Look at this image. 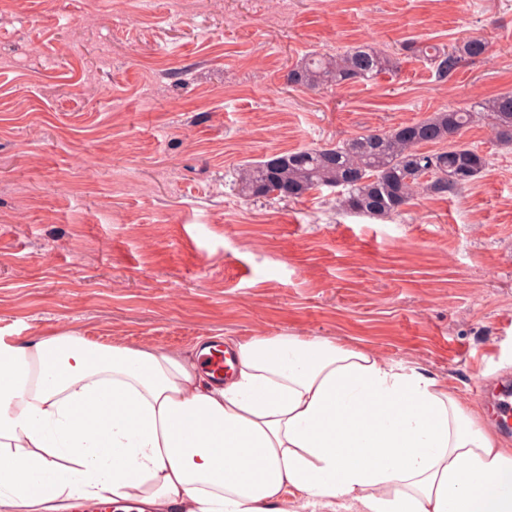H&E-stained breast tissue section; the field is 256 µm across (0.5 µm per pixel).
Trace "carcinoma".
Returning <instances> with one entry per match:
<instances>
[{"mask_svg": "<svg viewBox=\"0 0 512 512\" xmlns=\"http://www.w3.org/2000/svg\"><path fill=\"white\" fill-rule=\"evenodd\" d=\"M405 50L429 61L441 80L462 62L487 53L479 37L451 46H420ZM397 59L370 46L357 45L339 55L313 53L288 72L293 84L309 90L368 81L397 69ZM484 120L502 143H512V93H502L469 109L437 112L390 131H370L333 147L305 148L280 154L274 169L266 161H246L238 167L236 183L246 197L295 200L323 187L341 188L339 206L373 218L400 213L420 192L445 197L475 181L487 160L477 149L450 145L439 151L422 146L448 141L470 124Z\"/></svg>", "mask_w": 512, "mask_h": 512, "instance_id": "obj_1", "label": "carcinoma"}]
</instances>
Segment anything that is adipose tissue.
<instances>
[{
	"label": "adipose tissue",
	"instance_id": "adipose-tissue-1",
	"mask_svg": "<svg viewBox=\"0 0 512 512\" xmlns=\"http://www.w3.org/2000/svg\"><path fill=\"white\" fill-rule=\"evenodd\" d=\"M233 375L75 334L0 337V512H512V448L447 385L365 349L233 342Z\"/></svg>",
	"mask_w": 512,
	"mask_h": 512
}]
</instances>
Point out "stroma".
<instances>
[{
  "label": "stroma",
  "mask_w": 512,
  "mask_h": 512,
  "mask_svg": "<svg viewBox=\"0 0 512 512\" xmlns=\"http://www.w3.org/2000/svg\"><path fill=\"white\" fill-rule=\"evenodd\" d=\"M480 37L438 80L406 43ZM397 71L309 91L311 52ZM512 92V0H0V336L77 332L197 357L322 336L416 367L475 408L512 380V145L398 216L330 188L245 198L246 159L335 145Z\"/></svg>",
  "instance_id": "35a3bbf8"
}]
</instances>
